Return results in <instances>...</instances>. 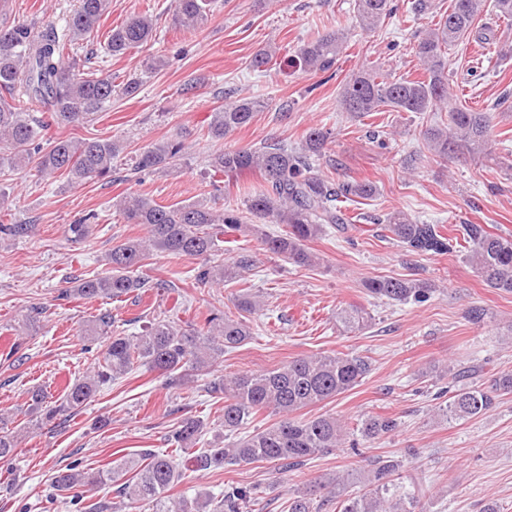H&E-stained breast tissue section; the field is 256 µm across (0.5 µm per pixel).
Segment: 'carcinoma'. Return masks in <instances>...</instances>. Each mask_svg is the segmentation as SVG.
<instances>
[{"label":"carcinoma","instance_id":"1","mask_svg":"<svg viewBox=\"0 0 512 512\" xmlns=\"http://www.w3.org/2000/svg\"><path fill=\"white\" fill-rule=\"evenodd\" d=\"M212 0H174L173 25L195 30L208 19ZM484 0H450L448 11L427 29L416 44V55L424 78H389L380 68L365 65L343 83L340 109L357 118L379 112L430 114L433 123L420 129V136L435 161L465 151L493 160L491 119L488 113L453 104L450 100L449 51L473 40L486 44L491 37L478 27ZM112 10V0H78L76 8L59 30L41 20L0 22V171L23 170L29 166L39 178L63 177L81 185L110 176L121 161L124 146L118 140L53 138V128L79 127L94 119L112 103V96H133L140 88L137 78L121 85L110 74L85 71L89 59L81 60L75 46L91 38L102 17ZM356 21L366 29L376 28L394 11L392 0H354ZM153 19L131 15L111 30L107 51L120 56L139 48L153 37ZM347 32L328 29L301 43L293 61L310 73H327L343 53ZM35 103L40 116L16 104L19 95ZM264 102L241 98L217 108L207 127V137L224 139L249 125ZM331 132L310 129L302 147L290 149L273 140L256 148H224L208 156L206 175L218 187L220 178L254 172L261 177L260 188L246 194L243 209L226 208L215 214L201 201L161 205L142 195L120 201L130 224H142L147 235L112 246L106 256L107 272L74 281L59 291L57 299L67 301L108 299L116 302L139 300L148 291L171 288L165 281L141 275L143 261L155 251L202 260L195 270L199 286L242 282L254 266L245 251L217 264L222 250L218 235H233L246 229L242 212L281 224L284 230L271 235L260 228L252 231L267 252L281 256L299 267L315 266L317 256L308 243L326 234L328 228L345 230L355 223L348 204L379 195L378 186L367 179L333 181L315 168L325 156ZM189 153L178 137L154 142L135 156L131 170L136 174L171 173ZM406 252L418 255H453L465 252L473 273L489 288L512 293V234L490 232L484 224L461 225L462 236L444 232L440 224H425L403 211L374 218ZM33 224H0V236L24 237ZM367 291L378 300L392 303H424L436 292L429 281L380 277L367 283ZM262 309L257 295L244 289L236 295L233 309L216 310L202 321L183 328L168 316L145 322L134 336L114 330L112 312L99 313L85 329L88 349L95 350L94 363L82 378L67 384L55 401L47 400L40 388L30 392L29 414L42 428L59 416L78 413L103 389L141 365L158 371L168 387L191 382L192 377L210 373L224 363V354L244 345L252 337V316ZM372 317L365 308L346 305L336 312V321L350 331L365 329ZM369 360L359 354L338 351L302 355L287 364L257 372H226L212 376L207 391L224 399L219 441L235 435L251 416L270 411L279 420L263 429L241 436L217 448H196L206 435L198 419L181 420L169 431V453L145 449L106 467L94 469L76 459L55 471L52 486L63 501L80 506L84 512H122L147 504L152 512H242L255 492L247 486L231 485L211 508L214 497L199 490L192 498H174L170 490L178 484L186 465L196 471H213L226 465L270 462L287 469L325 450L355 445L354 434L375 441L392 433L397 420L386 415H369L356 427L333 414L301 417L299 412L324 404L359 386L370 373ZM512 395V371L497 374L490 386L477 384L456 388L448 400L438 404L434 414L445 421L478 418L498 400ZM26 427L11 430L0 417V463L10 464ZM403 461L377 456L359 474L363 492L343 496L347 478L336 474L317 478L288 496V512H426L416 492L398 493L395 476ZM115 487L118 502L101 508L84 504L85 494L103 486Z\"/></svg>","mask_w":512,"mask_h":512}]
</instances>
